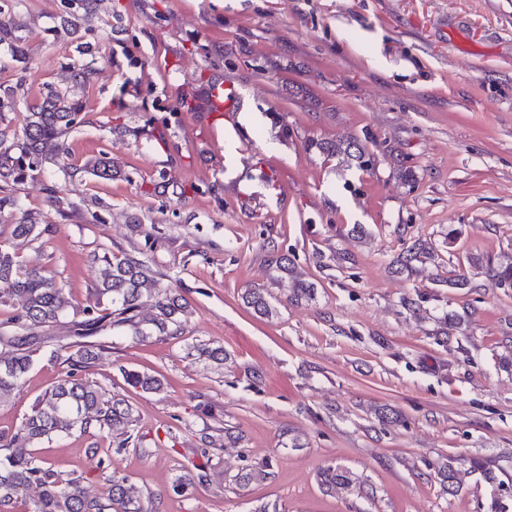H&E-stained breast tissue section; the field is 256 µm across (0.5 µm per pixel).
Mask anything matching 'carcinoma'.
<instances>
[{"instance_id": "cac0c4a2", "label": "carcinoma", "mask_w": 512, "mask_h": 512, "mask_svg": "<svg viewBox=\"0 0 512 512\" xmlns=\"http://www.w3.org/2000/svg\"><path fill=\"white\" fill-rule=\"evenodd\" d=\"M21 36L12 23L0 21V45L14 51L16 60H26L19 47ZM95 75V69L81 66L73 70V87H51L41 98L27 104L25 123L20 132L8 136L0 132V214L18 210L12 186L23 182L28 172L56 161L66 150L67 137L83 123L85 113L75 88L83 87ZM312 146L328 156H343L364 169L374 163L373 154L357 141H321ZM85 171L110 180L116 168L112 158L103 154L89 161ZM14 239L34 241L51 231L38 212L22 211L10 225ZM432 244L415 240L396 258V272L413 273L417 265L434 260ZM89 261L97 266L98 280L94 303L76 308L66 298L47 270L24 265L8 246L0 244V306L18 297L22 305L0 322V398L19 387L39 357L64 366L61 376L39 395L11 436L0 434V512H11L26 489H40L32 512H143L140 499L125 477L112 478L106 501L90 497L77 479L63 480L51 465L33 449L60 434H107L120 438L118 447L131 439L134 409L121 394L106 395L88 381L85 373L97 353L112 335L128 333L146 339L173 336L183 330L187 306L171 290L162 275L146 261L132 255L121 256L105 250L93 252ZM490 283L497 288H512V262L487 270ZM244 300L259 315H269L271 305L262 288H251ZM125 383L145 393L163 388L162 380L147 373L128 370ZM465 463L491 480L488 469L476 460L448 457L439 468L448 493L458 484V466ZM322 487L349 490L355 484L352 473L341 466L327 467L320 474Z\"/></svg>"}]
</instances>
